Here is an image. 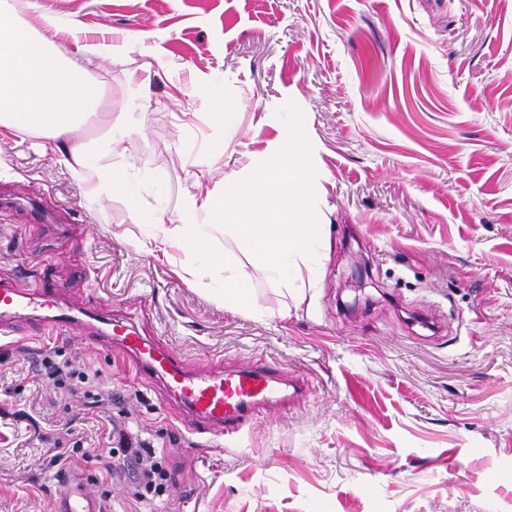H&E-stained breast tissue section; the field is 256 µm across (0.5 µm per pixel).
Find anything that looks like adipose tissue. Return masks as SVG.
I'll use <instances>...</instances> for the list:
<instances>
[{
	"instance_id": "adipose-tissue-1",
	"label": "adipose tissue",
	"mask_w": 512,
	"mask_h": 512,
	"mask_svg": "<svg viewBox=\"0 0 512 512\" xmlns=\"http://www.w3.org/2000/svg\"><path fill=\"white\" fill-rule=\"evenodd\" d=\"M64 33L53 13H42L35 30L0 8V129L42 138L44 149L83 185L90 204L120 198L131 219L147 227L139 248L152 254L176 250V273L187 287L198 285L202 265L222 270L212 298L249 312L250 272L256 269L304 302L305 281L315 280L328 258L327 226L316 208L321 188L308 167L306 117L289 113L277 140L249 172L225 177L220 188L189 197L169 215L166 208L146 207L142 198L144 183L165 186V163H153L141 177L124 154L108 146L91 149L79 136L84 110L97 112L103 123L112 121L111 103L88 78L90 64L129 52L133 39L77 37L67 56L57 50ZM219 233L230 249L215 247Z\"/></svg>"
}]
</instances>
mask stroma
Returning a JSON list of instances; mask_svg holds the SVG:
<instances>
[{"label":"stroma","mask_w":512,"mask_h":512,"mask_svg":"<svg viewBox=\"0 0 512 512\" xmlns=\"http://www.w3.org/2000/svg\"><path fill=\"white\" fill-rule=\"evenodd\" d=\"M36 2L14 0L30 23L42 8L157 57L144 115L143 56L101 61L112 126L90 117L80 132L137 172L166 163L148 205L179 212L246 171L283 113H305L330 259L300 305L256 272L254 312L225 308L140 250L123 201L91 207L39 137L1 132L0 279L49 276L60 304L189 366L267 359L308 389L240 441L198 442L180 403L107 343L26 328L0 339V512H48L69 473L106 512H512V0ZM202 79L235 112L216 158ZM30 200L47 222H28ZM47 358L91 366L111 399L55 389ZM106 428L111 458L83 457ZM129 442L163 456V494Z\"/></svg>","instance_id":"obj_1"}]
</instances>
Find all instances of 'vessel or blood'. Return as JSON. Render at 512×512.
<instances>
[{
	"mask_svg": "<svg viewBox=\"0 0 512 512\" xmlns=\"http://www.w3.org/2000/svg\"><path fill=\"white\" fill-rule=\"evenodd\" d=\"M30 320L42 328L78 336L86 331L85 324L46 291L27 294L16 284L0 281V335H14ZM100 332L137 372L164 382L187 412V431L201 439L215 434L240 437L246 423L260 411L285 406L305 389L303 377L266 361L224 371L192 370L178 351L145 339L134 327L107 321ZM50 512H104V508L83 478L74 476L53 499Z\"/></svg>",
	"mask_w": 512,
	"mask_h": 512,
	"instance_id": "vessel-or-blood-1",
	"label": "vessel or blood"
}]
</instances>
